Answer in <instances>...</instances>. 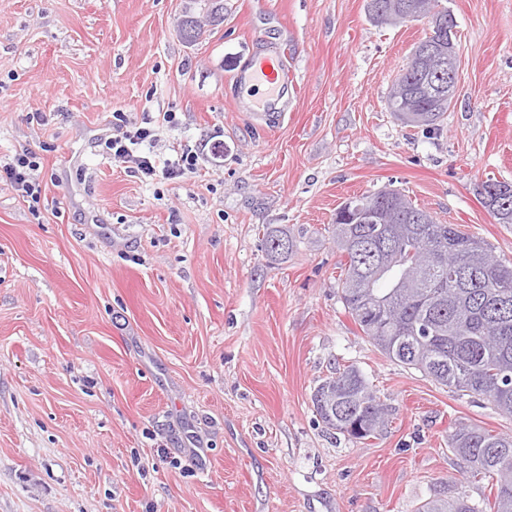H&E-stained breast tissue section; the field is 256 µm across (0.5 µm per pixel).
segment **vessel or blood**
Masks as SVG:
<instances>
[{"label": "vessel or blood", "mask_w": 512, "mask_h": 512, "mask_svg": "<svg viewBox=\"0 0 512 512\" xmlns=\"http://www.w3.org/2000/svg\"><path fill=\"white\" fill-rule=\"evenodd\" d=\"M290 81L287 70L270 56L252 59L236 74L237 85L247 87L242 102L246 109L260 113L271 108L280 99V93Z\"/></svg>", "instance_id": "1"}]
</instances>
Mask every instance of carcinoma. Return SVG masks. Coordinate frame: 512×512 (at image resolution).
I'll list each match as a JSON object with an SVG mask.
<instances>
[{"label": "carcinoma", "mask_w": 512, "mask_h": 512, "mask_svg": "<svg viewBox=\"0 0 512 512\" xmlns=\"http://www.w3.org/2000/svg\"><path fill=\"white\" fill-rule=\"evenodd\" d=\"M405 93L388 95V107L413 103L430 115L409 125L437 129L450 103L439 102L423 73L404 78ZM382 192L357 198L361 224H338V248L346 254L341 300L364 335L390 359L423 372L440 385L491 399L512 414V264L488 269L485 240L441 224L402 199L392 215ZM500 224H512V197L482 202ZM294 246L288 234L264 233L265 253L284 257ZM454 250L469 279L448 269L412 275L420 251ZM312 403L325 426L351 440H365L386 428V408L362 373L348 366L325 379ZM461 473L495 480L492 512H512V436L460 423L450 436ZM417 512H485L464 496L436 493Z\"/></svg>", "instance_id": "carcinoma-1"}]
</instances>
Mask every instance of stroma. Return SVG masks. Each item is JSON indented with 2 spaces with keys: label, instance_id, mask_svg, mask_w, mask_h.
Listing matches in <instances>:
<instances>
[{
  "label": "stroma",
  "instance_id": "stroma-1",
  "mask_svg": "<svg viewBox=\"0 0 512 512\" xmlns=\"http://www.w3.org/2000/svg\"><path fill=\"white\" fill-rule=\"evenodd\" d=\"M221 2L211 25L208 0H0V157L39 153L44 187L38 220L0 182V512L490 499L448 438L460 422L512 435V416L364 335L340 299L333 221L348 198L397 189L512 261V224L477 195L512 183V0H436L461 75L431 132L386 104L427 19L378 26L367 0ZM188 16L205 23L192 43ZM265 55L295 87L259 120L234 74ZM116 112L156 120L158 156L192 147L197 174L145 181L106 159ZM270 227L288 256H266ZM349 365L389 409L381 436L348 439L314 410Z\"/></svg>",
  "mask_w": 512,
  "mask_h": 512
}]
</instances>
